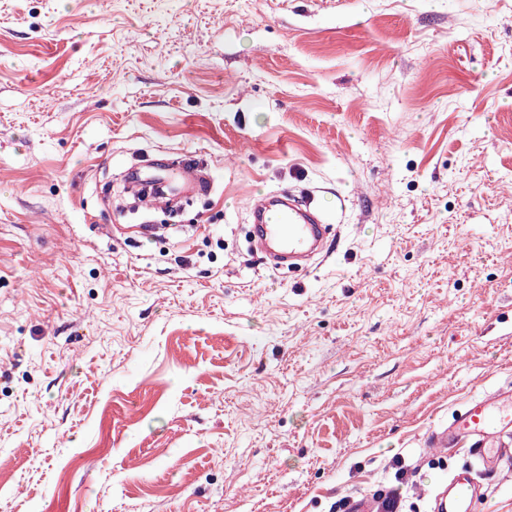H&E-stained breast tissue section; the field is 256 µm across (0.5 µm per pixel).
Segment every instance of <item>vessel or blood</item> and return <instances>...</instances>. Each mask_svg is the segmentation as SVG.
Returning <instances> with one entry per match:
<instances>
[{"label":"vessel or blood","mask_w":512,"mask_h":512,"mask_svg":"<svg viewBox=\"0 0 512 512\" xmlns=\"http://www.w3.org/2000/svg\"><path fill=\"white\" fill-rule=\"evenodd\" d=\"M129 184L145 187L160 200L174 201L178 194H205L209 180L194 165L185 163L171 179L149 175L147 166L127 173ZM313 197L296 201L280 194L277 202L257 200L253 208V237L266 254L294 261L310 257L323 241L322 218ZM467 442L471 460L449 472L431 494L432 512H477L484 496L483 480L495 475L512 460V390H496L470 397L448 422L433 429L428 438L432 448H453Z\"/></svg>","instance_id":"b4317fda"}]
</instances>
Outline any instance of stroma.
I'll list each match as a JSON object with an SVG mask.
<instances>
[{"label": "stroma", "instance_id": "obj_1", "mask_svg": "<svg viewBox=\"0 0 512 512\" xmlns=\"http://www.w3.org/2000/svg\"><path fill=\"white\" fill-rule=\"evenodd\" d=\"M188 158L176 221L119 205ZM337 243L251 252L258 196ZM512 387V0H0V503L337 512ZM155 168L153 163L142 166H135L128 170L127 181L129 185L143 186L148 189L160 201L165 199L170 203L164 209L169 213H178L189 205L188 200H183L176 205L171 204L174 200L178 199L180 195L186 194H205L209 193L212 189L210 181L202 174L198 173V167L189 163H183L179 166L178 170L172 172L173 178L180 182L181 190L178 193H173L165 178L155 177L147 174V171ZM136 193L135 201L130 204L138 211L144 204H153L148 191Z\"/></svg>", "mask_w": 512, "mask_h": 512}]
</instances>
